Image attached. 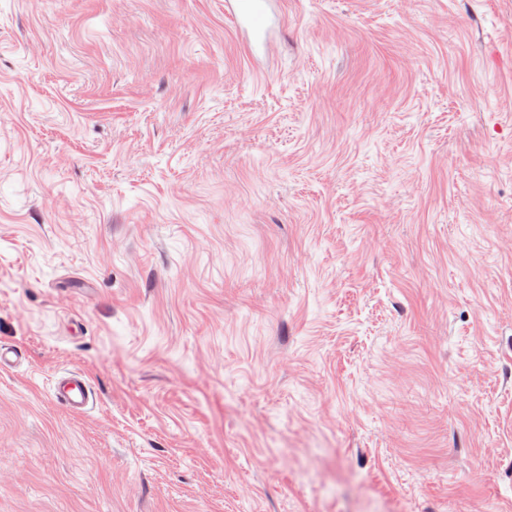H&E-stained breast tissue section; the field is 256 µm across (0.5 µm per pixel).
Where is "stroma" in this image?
I'll return each mask as SVG.
<instances>
[{
    "label": "stroma",
    "instance_id": "obj_1",
    "mask_svg": "<svg viewBox=\"0 0 512 512\" xmlns=\"http://www.w3.org/2000/svg\"><path fill=\"white\" fill-rule=\"evenodd\" d=\"M282 10L0 0V512H512V0ZM225 12L247 36L251 55L267 47L272 31V8L269 0H226ZM51 400L73 414H82L95 402L90 379L78 371L57 373L50 383Z\"/></svg>",
    "mask_w": 512,
    "mask_h": 512
}]
</instances>
